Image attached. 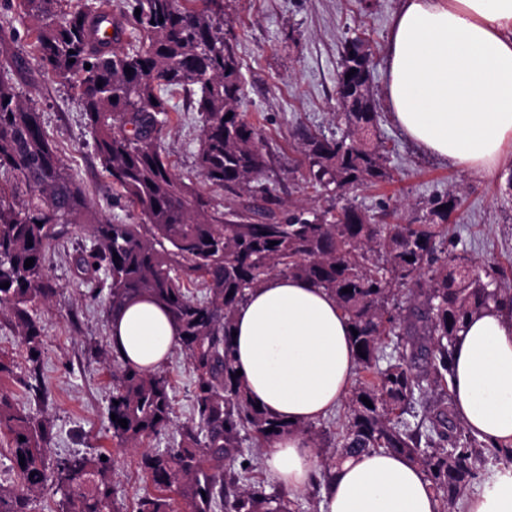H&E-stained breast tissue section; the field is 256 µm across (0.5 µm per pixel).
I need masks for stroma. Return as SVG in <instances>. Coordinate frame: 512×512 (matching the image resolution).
<instances>
[{
  "mask_svg": "<svg viewBox=\"0 0 512 512\" xmlns=\"http://www.w3.org/2000/svg\"><path fill=\"white\" fill-rule=\"evenodd\" d=\"M399 5L400 0H224V37L233 45L245 78L240 110L264 138L269 155L265 176L286 202L302 200L321 208L386 203L408 218L420 214L434 195L457 191L460 206L448 223L449 237L462 238L473 266L502 267V285L512 289V157L495 179L482 180L421 151L390 118L385 60L390 20ZM17 28L22 32L17 50L25 68L18 84L23 99L41 112L48 134L86 189L93 209L117 224L138 223L137 211L117 198L102 169L72 90L41 66L25 35L26 23L18 22ZM357 38L369 57L378 135L391 150L392 177L343 196L316 193L302 180L307 163L300 134H335L340 124L337 75L346 45ZM168 99L177 116L165 128L161 148L177 174L193 179L202 116L182 89H172ZM85 238V231L74 225L58 238L49 272L54 291L38 308L45 401L28 398L20 382L28 369L27 352L4 319L0 358L12 363L13 372L0 376V390L24 401L31 413L49 423L51 456L109 453L112 484L130 508L137 498L155 491L142 464L144 453L173 444L191 423L193 374L183 353L174 351L163 368L173 387L168 428L141 447L119 446L108 420L112 342L107 293L96 281H80L73 264Z\"/></svg>",
  "mask_w": 512,
  "mask_h": 512,
  "instance_id": "stroma-1",
  "label": "stroma"
}]
</instances>
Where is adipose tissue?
Masks as SVG:
<instances>
[{
    "instance_id": "obj_1",
    "label": "adipose tissue",
    "mask_w": 512,
    "mask_h": 512,
    "mask_svg": "<svg viewBox=\"0 0 512 512\" xmlns=\"http://www.w3.org/2000/svg\"><path fill=\"white\" fill-rule=\"evenodd\" d=\"M385 95L404 137L449 165L490 178L512 150V0H401L388 35ZM112 347L157 372L180 342L155 302L110 313ZM234 362L250 398L288 431L264 463L289 495L325 481V512H439L421 467L383 449L324 470L307 423L332 414L356 375L352 328L335 297L309 282L269 277L235 317ZM456 415L481 441L512 447V304L468 320L453 349Z\"/></svg>"
}]
</instances>
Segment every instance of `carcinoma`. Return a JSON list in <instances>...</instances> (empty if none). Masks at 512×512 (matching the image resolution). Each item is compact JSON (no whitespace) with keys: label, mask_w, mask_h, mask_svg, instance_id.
Here are the masks:
<instances>
[{"label":"carcinoma","mask_w":512,"mask_h":512,"mask_svg":"<svg viewBox=\"0 0 512 512\" xmlns=\"http://www.w3.org/2000/svg\"><path fill=\"white\" fill-rule=\"evenodd\" d=\"M65 2L0 0V68L20 67L11 15L34 21L41 64L75 91L102 168L141 223L115 224L92 212L47 136L42 113L21 99L15 82L0 78V315H10L29 353L22 379L29 394L45 396L37 308L53 293L48 252L68 226L81 224L91 246L74 256L78 273L99 280L111 308L138 296L163 306L195 376L191 424L173 445L143 455L157 493L139 498L134 512H300L298 502L247 484L256 469L252 449L288 424L249 400L236 375L232 337L235 310L250 291L271 275L300 277L336 296L358 332L353 345H361L355 351L361 380L347 398L333 451L323 450L314 424L303 426L323 468L352 452L385 448L419 464L441 512H456L487 462H512V449L487 450L449 409L453 347L469 317L512 302V291L496 287L501 268L482 275L457 244L445 247L455 196L433 198L405 224L385 203L376 210L286 205L261 180L267 153L259 130L239 112L242 72L224 38V0H190L191 7L182 0H126L124 17L145 40L135 49L96 37L109 26V0L77 10ZM370 80L368 59L353 42L337 79L346 131L331 138L301 133L312 188L333 184L346 192L391 178L383 146L368 143L377 135ZM173 87L203 117L199 176L233 195L221 214L161 152ZM197 282L200 299L187 294ZM112 362L118 404H109L108 413L128 422L125 428L110 422L112 437L136 448L168 427L171 386L165 375L140 372L115 352ZM420 409L423 418L411 422ZM0 433L10 437L9 461L21 478L18 489L0 487V512H31L49 489L60 496V512H123L108 477L110 461L80 453L51 458L45 421L2 392ZM227 462L239 469L224 473Z\"/></svg>","instance_id":"cac0c4a2"}]
</instances>
